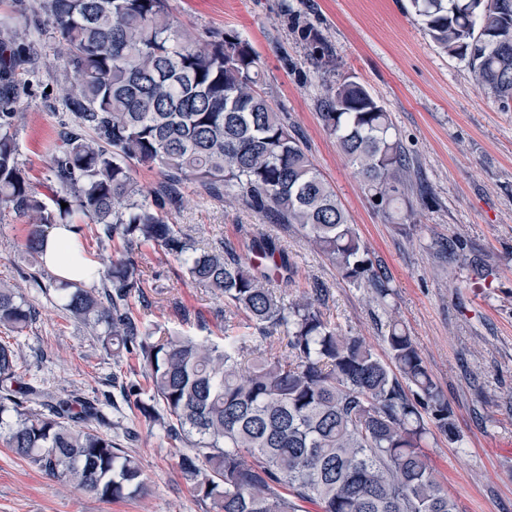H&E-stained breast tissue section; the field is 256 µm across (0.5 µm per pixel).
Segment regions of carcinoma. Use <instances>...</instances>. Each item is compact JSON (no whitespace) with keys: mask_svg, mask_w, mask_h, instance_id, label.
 <instances>
[{"mask_svg":"<svg viewBox=\"0 0 512 512\" xmlns=\"http://www.w3.org/2000/svg\"><path fill=\"white\" fill-rule=\"evenodd\" d=\"M433 43L466 63L474 82L512 106V0H411ZM0 24V209L27 219L24 248L43 254L46 229L95 225L98 243L123 251L98 284L38 270L33 287L56 291L102 348L144 363L152 382L141 415L180 440L179 467L213 512H457L425 453L430 428L456 437L452 411L411 336L393 323L391 363L322 311L324 289L286 300L271 283L294 266L270 238L254 257L222 244L200 248L165 211L186 182L241 200L279 224L299 226L342 277L388 295L335 191L259 88L262 62L236 32L199 43L171 17L168 0H14ZM293 29L321 60L328 45ZM62 45L60 93L69 120L49 147L43 197L21 160L19 76L34 73L32 32ZM320 119L356 169L371 206L393 217L407 156L390 113L348 76L324 85ZM158 169L147 190L137 167ZM67 207H61V203ZM160 249L191 283L246 316L224 343L160 333L131 307L143 293L137 255ZM34 308L0 281V327L21 334ZM280 333L288 357L261 349ZM15 347L0 342V440L46 474L110 502L141 494L139 463L101 430V402L56 395L25 380Z\"/></svg>","mask_w":512,"mask_h":512,"instance_id":"carcinoma-1","label":"carcinoma"}]
</instances>
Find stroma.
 Wrapping results in <instances>:
<instances>
[{
  "label": "stroma",
  "mask_w": 512,
  "mask_h": 512,
  "mask_svg": "<svg viewBox=\"0 0 512 512\" xmlns=\"http://www.w3.org/2000/svg\"><path fill=\"white\" fill-rule=\"evenodd\" d=\"M179 25L194 38L239 33L260 55L262 89L286 112L316 168L332 185L374 263L389 277L378 299L344 279L294 229L273 223L242 201L216 197L188 183L169 223L199 246L221 241L245 248L267 237L296 266L286 289L295 299L314 284L326 288L324 311L342 331L364 337L387 357L390 322L411 336L448 400L458 435L433 432L426 453L458 512H512V108L476 87L463 61L441 52L409 0H168ZM319 30L330 57L316 68L293 20ZM55 40L37 38L39 69L23 78L17 128L22 160L35 184L48 173V148L68 114L58 90ZM352 75L387 108L409 161L402 223L374 209L354 168L322 126L323 84ZM25 219L0 213V279L16 283L36 319L19 335L23 367L34 382L87 396L112 393V437L137 458L145 493L104 502L61 482L0 442V512H211L194 493L178 460L180 441L140 416L133 400L113 394V381L149 389L141 362L115 361L88 325L23 285L35 270L22 252ZM453 255L440 252L444 242ZM484 273L468 264L473 255ZM146 281L133 306L145 322L198 339L221 340L225 323L244 316L192 284L180 263L144 250Z\"/></svg>",
  "instance_id": "obj_1"
}]
</instances>
